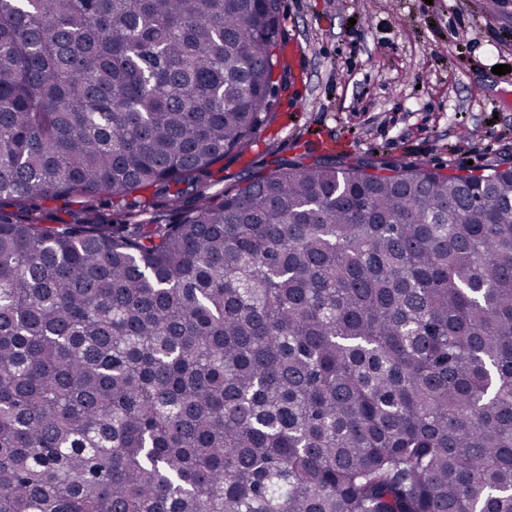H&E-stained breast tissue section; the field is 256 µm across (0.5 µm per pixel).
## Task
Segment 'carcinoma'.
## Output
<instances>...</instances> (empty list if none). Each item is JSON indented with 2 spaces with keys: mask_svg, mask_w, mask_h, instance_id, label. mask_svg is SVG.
Listing matches in <instances>:
<instances>
[{
  "mask_svg": "<svg viewBox=\"0 0 512 512\" xmlns=\"http://www.w3.org/2000/svg\"><path fill=\"white\" fill-rule=\"evenodd\" d=\"M280 7L0 0V512H512V168L207 193Z\"/></svg>",
  "mask_w": 512,
  "mask_h": 512,
  "instance_id": "1",
  "label": "carcinoma"
}]
</instances>
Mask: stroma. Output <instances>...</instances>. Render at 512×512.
<instances>
[{"label":"stroma","instance_id":"35a3bbf8","mask_svg":"<svg viewBox=\"0 0 512 512\" xmlns=\"http://www.w3.org/2000/svg\"><path fill=\"white\" fill-rule=\"evenodd\" d=\"M301 54L235 180L325 150L440 171L512 167V0H281ZM510 73L493 74V66Z\"/></svg>","mask_w":512,"mask_h":512}]
</instances>
